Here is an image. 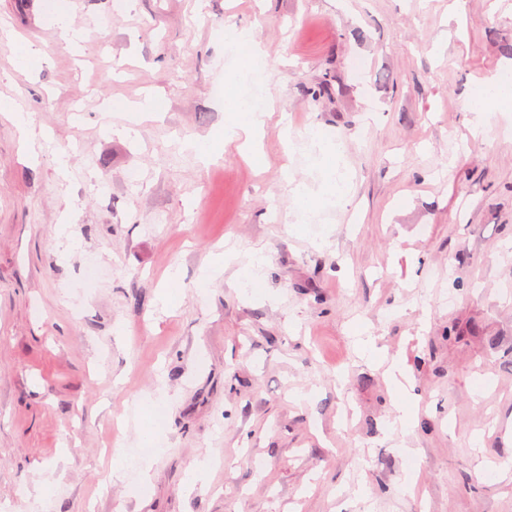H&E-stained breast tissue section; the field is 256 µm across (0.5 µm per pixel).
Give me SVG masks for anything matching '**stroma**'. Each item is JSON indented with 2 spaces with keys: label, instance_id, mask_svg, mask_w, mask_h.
<instances>
[{
  "label": "stroma",
  "instance_id": "obj_1",
  "mask_svg": "<svg viewBox=\"0 0 512 512\" xmlns=\"http://www.w3.org/2000/svg\"><path fill=\"white\" fill-rule=\"evenodd\" d=\"M509 68L512 0H0V512H512V111L466 109ZM232 81L263 167L185 146ZM313 127L348 193L316 226ZM225 50L235 54L243 70L255 69V60L264 59L263 51L251 28H230L225 34ZM292 191L297 212L302 220L318 215L327 201L323 193L310 192L300 183L296 184Z\"/></svg>",
  "mask_w": 512,
  "mask_h": 512
}]
</instances>
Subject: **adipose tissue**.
I'll return each mask as SVG.
<instances>
[{
    "mask_svg": "<svg viewBox=\"0 0 512 512\" xmlns=\"http://www.w3.org/2000/svg\"><path fill=\"white\" fill-rule=\"evenodd\" d=\"M270 109L269 101L257 103L237 88H227L224 95V129L220 137L195 139L189 141L188 147L202 161L209 162L222 156L225 145L236 142L253 165L263 166L265 157L256 148L255 141L264 128ZM467 110L474 130H481L486 124L488 113L512 110V82L503 81L499 77L476 82L467 99ZM340 161L339 147L329 145L323 149L320 164L327 194L310 192L300 184L294 186L295 205L301 219L318 215L327 195L339 198L344 196V187L336 178Z\"/></svg>",
    "mask_w": 512,
    "mask_h": 512,
    "instance_id": "obj_1",
    "label": "adipose tissue"
}]
</instances>
